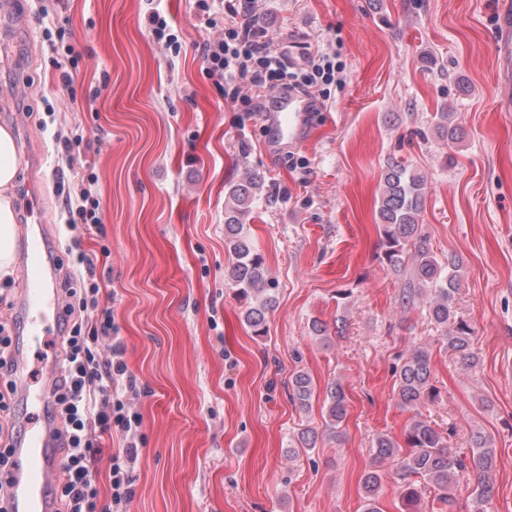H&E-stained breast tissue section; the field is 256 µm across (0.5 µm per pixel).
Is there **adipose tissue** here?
I'll list each match as a JSON object with an SVG mask.
<instances>
[{
    "instance_id": "1",
    "label": "adipose tissue",
    "mask_w": 512,
    "mask_h": 512,
    "mask_svg": "<svg viewBox=\"0 0 512 512\" xmlns=\"http://www.w3.org/2000/svg\"><path fill=\"white\" fill-rule=\"evenodd\" d=\"M18 172V158L11 130L0 126V280L6 279L15 256V212L10 195Z\"/></svg>"
}]
</instances>
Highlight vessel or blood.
<instances>
[{"instance_id": "vessel-or-blood-1", "label": "vessel or blood", "mask_w": 512, "mask_h": 512, "mask_svg": "<svg viewBox=\"0 0 512 512\" xmlns=\"http://www.w3.org/2000/svg\"><path fill=\"white\" fill-rule=\"evenodd\" d=\"M499 34L496 49L504 68L512 67V0L498 4ZM315 116L311 96L296 91L282 94L274 111L265 121L273 143L292 145L300 142ZM51 246L45 234L32 237L26 246L27 276L23 290V306L31 317L29 336H38L48 315H61L65 309L60 289L52 288V272L44 261ZM62 466L57 447L56 427L43 421L40 428L22 431L13 450L9 480L12 484V512H57L58 504L51 493Z\"/></svg>"}]
</instances>
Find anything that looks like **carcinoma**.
<instances>
[{
  "instance_id": "cac0c4a2",
  "label": "carcinoma",
  "mask_w": 512,
  "mask_h": 512,
  "mask_svg": "<svg viewBox=\"0 0 512 512\" xmlns=\"http://www.w3.org/2000/svg\"><path fill=\"white\" fill-rule=\"evenodd\" d=\"M434 130L446 142L461 141L460 129L448 123V113L437 112ZM264 182L250 174L225 188L224 242L234 261L227 278L237 295L244 300V321L257 336L265 334L266 315L275 301V281L269 276L264 257L245 232L244 218L259 199ZM426 179L417 170L396 159L387 163L380 195L379 246L384 263L396 272L412 263L411 280L402 292V300L415 303L423 291L428 317L444 328L442 344L458 354L471 367L478 364L473 351V328L456 311L459 289L460 259L450 254L439 260L430 251L420 226L425 208ZM397 398L401 405L416 411L404 434V444L381 434L374 443V455L381 461L396 465L400 481L402 512H426L433 502L454 512L455 491L461 481H475L473 502L476 512H484L493 490L496 449L482 431L470 436V452L456 454L448 450L447 439L431 423L422 418L421 408L440 399V390L432 383L431 356L417 350L397 369ZM290 397L306 408L315 395L309 375L294 372L288 380ZM326 426L335 430L347 413V396L340 383L327 387L324 400ZM364 512H381L380 497L383 477L371 470L362 477Z\"/></svg>"
}]
</instances>
